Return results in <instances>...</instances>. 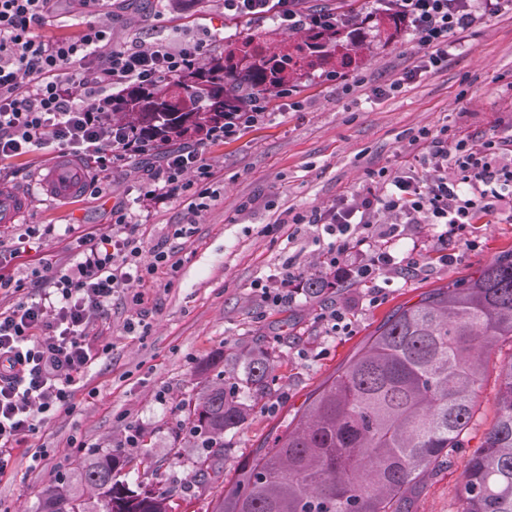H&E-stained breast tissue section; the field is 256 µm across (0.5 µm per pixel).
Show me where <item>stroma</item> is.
<instances>
[{"mask_svg":"<svg viewBox=\"0 0 512 512\" xmlns=\"http://www.w3.org/2000/svg\"><path fill=\"white\" fill-rule=\"evenodd\" d=\"M97 23L112 27V42L131 36L177 40L188 32L216 36L211 52L255 38L281 50L295 37L268 21H229L218 0H120ZM349 70L351 90L328 81L326 70L297 81L292 101L270 97L271 122L244 131L229 143L209 145L218 197L196 219L187 238L175 235L185 223L187 201L177 197L153 205L142 225V246L169 252L176 267L162 266L141 281L124 285L88 332L97 358L85 372L72 410H59L13 449L14 465L0 477V512H34L41 492L70 476L76 462L95 452L126 449L127 436H140L131 456L148 452L152 465L130 470L131 488L167 491L174 512H211L239 465L266 446L308 398L341 371L369 336L398 309L422 295L460 284L499 255L512 252V223L478 213L468 245L442 247L427 225H411L392 252L396 266L374 281H348L324 293H293L280 305L258 288L287 263L302 279H325L327 238L291 218L328 208L371 186V172H398L422 152L419 132L447 129L459 139L512 140V13L485 18L466 33L463 46L439 70L420 73V47L409 29L392 34L367 29ZM399 85L385 95L390 85ZM64 155L54 148L15 161L13 188L29 192L21 223L0 225V254L25 269L40 259L69 267L73 238L112 231V208L135 205L145 178L142 161L113 169L110 193L84 196L71 204L40 187L47 170ZM52 224L54 237L20 256L12 251L24 225ZM449 259H442V252ZM416 270H407L412 258ZM142 304H134L133 296ZM346 313V330L333 331L324 316ZM137 322L128 332V322ZM258 348L275 363L267 394L253 400L246 422L224 435L221 473L200 476L201 454L190 428L200 391L217 371L242 375L241 350ZM496 382L487 378L478 396L477 424L448 467L418 489L415 512H455L464 461L480 448L497 419ZM48 449L32 463L33 449Z\"/></svg>","mask_w":512,"mask_h":512,"instance_id":"1","label":"stroma"}]
</instances>
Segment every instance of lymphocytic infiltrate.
I'll return each instance as SVG.
<instances>
[{
  "label": "lymphocytic infiltrate",
  "instance_id": "1",
  "mask_svg": "<svg viewBox=\"0 0 512 512\" xmlns=\"http://www.w3.org/2000/svg\"><path fill=\"white\" fill-rule=\"evenodd\" d=\"M62 0H0V186L16 172L10 159L58 144L67 154L90 158L96 168L83 192L102 195L105 172L152 146L136 129L114 121L124 86H150L199 67L207 58L205 38L178 42L133 39L112 43L110 27L87 22L73 39L45 35L63 16ZM374 10L404 20L423 53L418 69H439L460 37L486 16L503 12L512 0H373ZM238 19L272 20L285 33L309 29L347 30L359 25L352 13L301 8L299 0H224ZM265 92L252 94L205 141H227L240 131L269 121ZM424 163L432 175L411 170L378 171V189L366 190L335 206L297 214L293 223L321 228L333 241L325 264L335 278L367 279L391 267L394 241L407 224L429 225L442 243L467 242L477 211L512 223V150L494 140L449 143L446 131L424 135ZM214 173L200 144H183L149 166L144 197H188L193 216L205 211L216 191ZM118 233L83 236L67 269L52 263L30 268L25 278L0 274V292L16 303L0 311V476L13 466L12 450L35 435L40 424L74 406V389L96 355L87 341L89 325L128 281L144 279L170 255L154 252L144 261L140 224L126 207L113 209ZM39 284L36 297L21 298L26 282Z\"/></svg>",
  "mask_w": 512,
  "mask_h": 512
}]
</instances>
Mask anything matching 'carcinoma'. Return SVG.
<instances>
[{"instance_id":"1","label":"carcinoma","mask_w":512,"mask_h":512,"mask_svg":"<svg viewBox=\"0 0 512 512\" xmlns=\"http://www.w3.org/2000/svg\"><path fill=\"white\" fill-rule=\"evenodd\" d=\"M356 41L354 34L315 30L272 54L244 40L176 82L125 86L116 116L156 144L200 135L257 89L272 92L330 63L349 68ZM506 341L512 343V253L379 326L271 447L241 466L213 512H410L418 485L463 447L476 423L487 356ZM243 369L250 397L274 381L261 349L244 353ZM496 381L498 417L464 465L456 512H512V360L499 367ZM249 412L235 384L205 386L193 422L203 450L199 471H216L224 433L242 426ZM148 458L112 450L88 456L72 478L45 490L36 512H172L168 496L117 479ZM84 487L97 492V502L81 509Z\"/></svg>"}]
</instances>
